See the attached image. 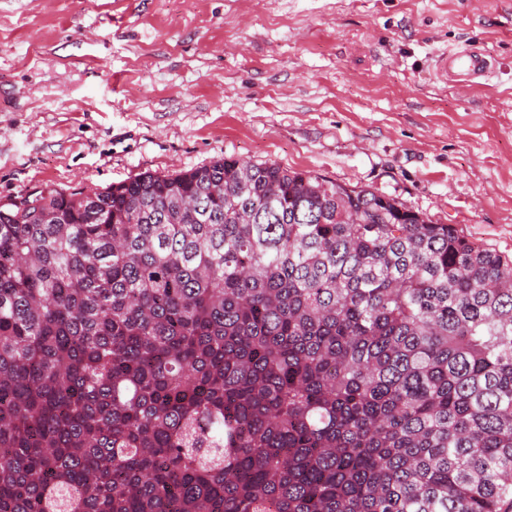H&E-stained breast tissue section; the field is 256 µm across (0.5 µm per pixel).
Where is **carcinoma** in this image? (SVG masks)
<instances>
[{"instance_id": "obj_1", "label": "carcinoma", "mask_w": 512, "mask_h": 512, "mask_svg": "<svg viewBox=\"0 0 512 512\" xmlns=\"http://www.w3.org/2000/svg\"><path fill=\"white\" fill-rule=\"evenodd\" d=\"M0 512H512V261L233 156L0 205Z\"/></svg>"}]
</instances>
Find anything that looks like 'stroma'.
<instances>
[{
    "label": "stroma",
    "mask_w": 512,
    "mask_h": 512,
    "mask_svg": "<svg viewBox=\"0 0 512 512\" xmlns=\"http://www.w3.org/2000/svg\"><path fill=\"white\" fill-rule=\"evenodd\" d=\"M468 44L494 69L440 79ZM224 156L512 259V0H0V203Z\"/></svg>",
    "instance_id": "35a3bbf8"
}]
</instances>
